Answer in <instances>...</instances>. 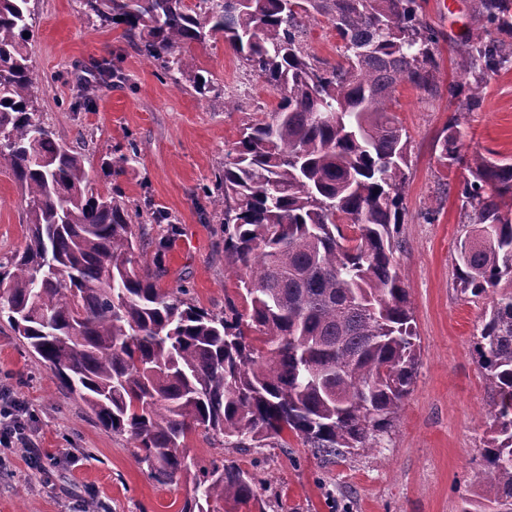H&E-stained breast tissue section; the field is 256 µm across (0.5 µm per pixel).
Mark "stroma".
<instances>
[{"mask_svg": "<svg viewBox=\"0 0 512 512\" xmlns=\"http://www.w3.org/2000/svg\"><path fill=\"white\" fill-rule=\"evenodd\" d=\"M30 7L31 58L45 80L38 94L42 120L83 148L94 184L118 186L125 197L147 200L175 218L180 234L166 257L163 287L188 286L197 306L223 310L237 277L224 261L214 206L198 189L213 181L242 124L276 108L277 92L223 39L190 49L214 81V92L203 97L188 76H163L123 27L101 25L84 0H30ZM423 15L442 36L438 92L430 98L404 82L393 105L411 138L396 258L421 346L416 382L377 447L333 462L315 458L293 436L284 448L242 452L193 434L189 458L229 459L257 474L265 512H458L462 498L485 491L480 450L492 398L473 331L488 302L470 301L456 284V244L467 231L457 189L467 172L442 168L435 152L454 109L448 84L460 74L451 48L473 25L471 2L426 0ZM94 60L112 61L123 77L91 110L71 111L76 66ZM462 132L468 152L491 149L512 157V70L489 81L480 110ZM131 138L142 150L139 162L108 175L115 150ZM25 208L11 176L0 170V258L24 247ZM0 384L24 401L40 448L36 459L16 449L0 469V512H75L84 500L106 512H180L191 498L192 475L154 482L136 463L127 437L112 434L66 395L4 320Z\"/></svg>", "mask_w": 512, "mask_h": 512, "instance_id": "stroma-1", "label": "stroma"}]
</instances>
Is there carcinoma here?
<instances>
[{"mask_svg": "<svg viewBox=\"0 0 512 512\" xmlns=\"http://www.w3.org/2000/svg\"><path fill=\"white\" fill-rule=\"evenodd\" d=\"M126 25L139 51L212 78L187 48L220 35L278 92L240 129L215 178L224 260L237 295L214 312L188 289L160 286L180 228L147 238L138 204L92 184L85 154L39 115L40 75L28 53L30 0H0V168L25 198L26 245L0 259V319L160 485L190 471L182 448L201 430L224 448H286L292 433L330 461L374 447L413 390L419 345L395 251L405 223L410 136L392 110L402 82L437 92L440 34L420 0H85ZM478 27L460 41L465 78L437 141V161L469 172L458 196L474 225L457 245L462 291L491 298L473 334L493 402L482 461L487 484L460 512H512V159L464 151L462 118L488 80L512 69V0H472ZM327 19L343 42L329 66L309 51L305 20ZM71 105L89 110L121 78L112 62L79 67ZM129 143L112 158L139 161ZM152 264L135 266L138 252ZM263 512L256 478L239 465H196L181 512Z\"/></svg>", "mask_w": 512, "mask_h": 512, "instance_id": "carcinoma-1", "label": "carcinoma"}]
</instances>
